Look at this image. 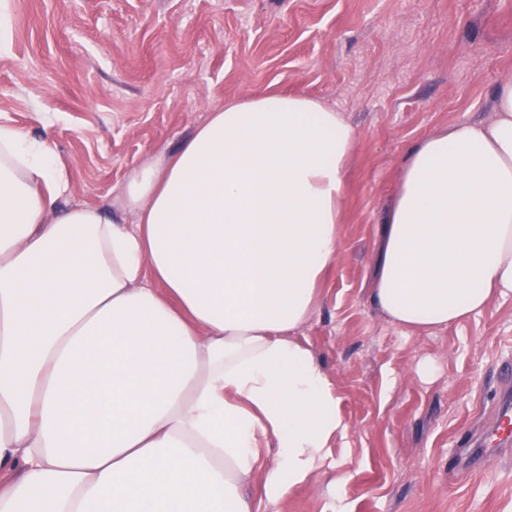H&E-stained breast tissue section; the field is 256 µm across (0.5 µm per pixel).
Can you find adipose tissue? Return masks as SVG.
<instances>
[{
  "mask_svg": "<svg viewBox=\"0 0 512 512\" xmlns=\"http://www.w3.org/2000/svg\"><path fill=\"white\" fill-rule=\"evenodd\" d=\"M408 151L373 303L443 329L512 297V81ZM353 127L268 92L134 169L125 224L56 209L53 146L0 124V512H281L348 429L298 332L337 260Z\"/></svg>",
  "mask_w": 512,
  "mask_h": 512,
  "instance_id": "ef3b65f1",
  "label": "adipose tissue"
}]
</instances>
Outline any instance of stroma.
<instances>
[{"label":"stroma","instance_id":"35a3bbf8","mask_svg":"<svg viewBox=\"0 0 512 512\" xmlns=\"http://www.w3.org/2000/svg\"><path fill=\"white\" fill-rule=\"evenodd\" d=\"M509 80L512 0H0V123L51 141L70 177L61 206L121 216L131 169L225 102L270 89L317 98L354 127L336 265L300 331L349 432L282 512H512V454L454 471L459 442L512 389V298L407 332L370 292L408 150L492 120Z\"/></svg>","mask_w":512,"mask_h":512}]
</instances>
